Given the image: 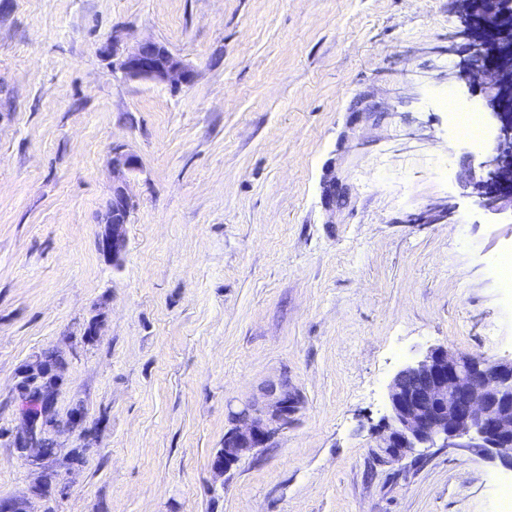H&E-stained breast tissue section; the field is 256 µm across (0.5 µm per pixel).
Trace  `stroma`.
<instances>
[{"mask_svg": "<svg viewBox=\"0 0 512 512\" xmlns=\"http://www.w3.org/2000/svg\"><path fill=\"white\" fill-rule=\"evenodd\" d=\"M458 0H0V499L28 512H499L512 469L468 449L388 458V384L432 347L512 358L493 273L512 213L448 124L467 79ZM164 44L180 89L107 44ZM136 154L120 265L99 252L112 149ZM345 195L324 196L328 182ZM99 334L87 338L89 323ZM66 359L65 490L14 445L16 385ZM287 428L211 461L267 388Z\"/></svg>", "mask_w": 512, "mask_h": 512, "instance_id": "stroma-1", "label": "stroma"}]
</instances>
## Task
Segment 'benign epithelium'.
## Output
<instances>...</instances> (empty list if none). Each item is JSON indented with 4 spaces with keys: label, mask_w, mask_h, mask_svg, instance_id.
<instances>
[{
    "label": "benign epithelium",
    "mask_w": 512,
    "mask_h": 512,
    "mask_svg": "<svg viewBox=\"0 0 512 512\" xmlns=\"http://www.w3.org/2000/svg\"><path fill=\"white\" fill-rule=\"evenodd\" d=\"M483 0H460L466 17L469 56L466 76L484 86L488 106L497 121L495 145L481 164L474 182L479 206L499 212L512 207V10ZM128 77L174 85L188 84L192 73L164 44L142 41L119 61ZM137 155L112 148V197L101 221L98 247L112 262L127 247L132 201L125 184L139 168ZM28 378L17 386L23 426L16 448L29 464L41 467L45 449L54 447L49 429L63 426L54 410L60 379L39 359L26 365ZM272 404L264 412L246 405L234 415L235 426L224 433L214 469L226 472L255 448H265L276 431L288 427L296 399L281 383L268 389ZM390 417L384 438L386 453L399 457L413 448H476L484 456L512 468V359L429 349L423 359L402 368L388 386Z\"/></svg>",
    "instance_id": "7a95c632"
}]
</instances>
